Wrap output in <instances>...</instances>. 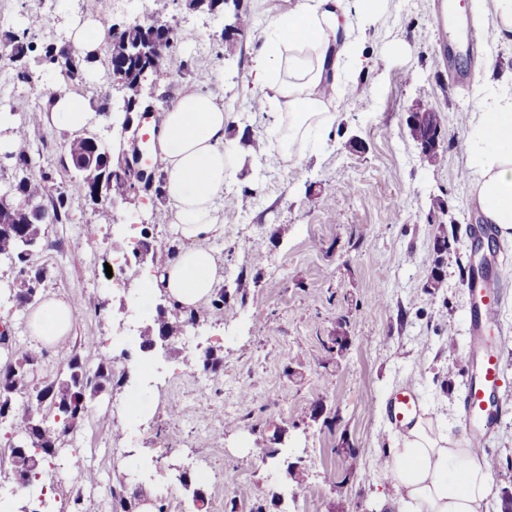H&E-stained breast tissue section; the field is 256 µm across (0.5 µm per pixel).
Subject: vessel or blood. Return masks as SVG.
<instances>
[{
	"label": "vessel or blood",
	"instance_id": "obj_1",
	"mask_svg": "<svg viewBox=\"0 0 512 512\" xmlns=\"http://www.w3.org/2000/svg\"><path fill=\"white\" fill-rule=\"evenodd\" d=\"M474 300L470 311L473 331L472 346L462 360L471 374L465 383L464 407L469 422L474 427L470 441L477 450H484L482 432L490 427L497 413L491 402L500 381L504 364L497 346L488 343L485 333L498 312V296L501 286L497 279L488 276L473 281ZM387 415L402 429L421 413L418 395L409 388L392 397L386 407Z\"/></svg>",
	"mask_w": 512,
	"mask_h": 512
}]
</instances>
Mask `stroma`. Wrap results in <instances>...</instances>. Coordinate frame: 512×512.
<instances>
[{
  "instance_id": "obj_1",
  "label": "stroma",
  "mask_w": 512,
  "mask_h": 512,
  "mask_svg": "<svg viewBox=\"0 0 512 512\" xmlns=\"http://www.w3.org/2000/svg\"><path fill=\"white\" fill-rule=\"evenodd\" d=\"M299 3L227 0L213 12L190 0L146 5L175 30L197 35L177 42L169 71L157 75L156 112L189 82L224 104L231 158L220 212L224 231L208 245L217 258V289L235 318L206 306L197 325L166 346L141 350V334L168 303L149 286L167 252H151L142 262L134 256L143 231L172 239L168 225L154 221L164 199L152 192L128 191L102 211L77 201L70 221L42 225L44 247L31 259L46 270L41 298L94 305L56 345H41L28 327V308L5 297L22 275L0 259V310L8 313L18 349L41 356L36 384L64 378L72 357L90 366L102 353L112 358L111 389L88 400L52 462L57 476L45 495L49 512H71L76 502L83 512H111L114 494L135 491L145 512H253L258 500L267 512H380L398 433L383 408L410 383L435 431L469 439L460 360L470 334V230L482 214L470 182L471 129L460 116L496 112L512 101V40L498 37L490 10L477 12L470 0H460L457 15L474 24L477 50L441 74L438 62L457 33L438 31L439 0H380L377 17L352 31L365 61L355 77L366 96L328 102V120L307 129L292 150L287 114L270 104L252 109L250 72L265 44L277 39V20ZM146 6L141 0L120 9L110 0H0V32L22 31L32 14L47 19L27 38L23 65L34 85L7 67L0 73V110L27 128L51 193L67 190L73 174L63 164L68 133L40 121L47 88L64 83L46 61V47L68 44L76 18L134 23ZM238 13L253 25L230 48L222 31ZM489 63L494 71L486 82L481 75ZM420 100L438 113L445 132V160L437 167L423 162L409 134V111ZM258 137L266 153L252 152ZM450 224L458 233L443 258L444 282L427 287L434 236ZM494 248L492 274L503 286L494 332L505 364L496 399L506 412L486 447L502 462L493 474L499 497L512 492V243L498 238ZM116 254L125 257L121 269L106 273ZM115 309L122 319L111 318ZM341 318L349 342L331 358L325 347ZM209 351L221 361L214 372L203 366ZM316 404L322 412L314 418ZM344 443L361 463L351 476L339 451ZM273 444L278 456L261 460L260 449ZM74 456L83 461L82 473L67 466ZM290 462L304 471L303 483L287 478ZM180 471L190 486L176 481ZM242 485L252 488V497L236 496ZM197 488L205 499L200 511ZM276 494L281 503H273Z\"/></svg>"
}]
</instances>
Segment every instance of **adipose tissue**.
<instances>
[{"mask_svg": "<svg viewBox=\"0 0 512 512\" xmlns=\"http://www.w3.org/2000/svg\"><path fill=\"white\" fill-rule=\"evenodd\" d=\"M376 0H301L283 16L272 49L256 67L260 92H273L294 131L318 122L323 94L341 89L339 61L330 52L359 60L350 39L355 23L374 17ZM94 114L88 101L63 92L46 98L42 120L76 137L89 129ZM475 140L474 196L485 223L512 241V112H474L467 118ZM223 103L201 85H184L163 112L158 144L165 203L158 223L169 225L181 248L167 261L152 286H163L178 308L199 312L219 283L217 260L206 242L224 230L228 150ZM77 321L76 303L52 297L34 307L28 325L44 344L60 341ZM492 470L484 454L436 432L431 419L418 420L401 436L395 451L391 491L381 503L389 512H488Z\"/></svg>", "mask_w": 512, "mask_h": 512, "instance_id": "obj_1", "label": "adipose tissue"}]
</instances>
